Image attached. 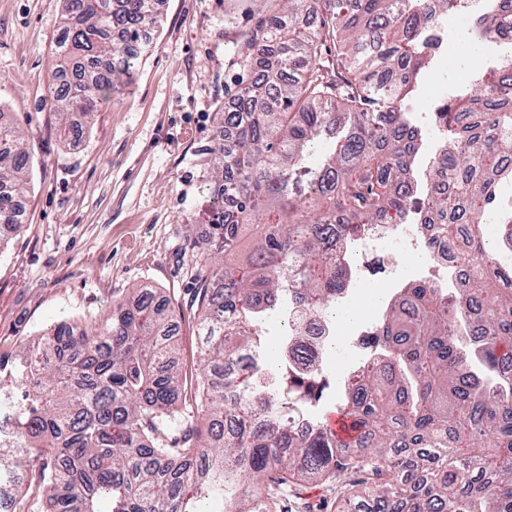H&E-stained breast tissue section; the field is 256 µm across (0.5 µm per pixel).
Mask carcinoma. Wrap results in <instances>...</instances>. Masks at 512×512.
I'll return each mask as SVG.
<instances>
[{"label":"carcinoma","instance_id":"1","mask_svg":"<svg viewBox=\"0 0 512 512\" xmlns=\"http://www.w3.org/2000/svg\"><path fill=\"white\" fill-rule=\"evenodd\" d=\"M53 110L93 113L135 71L155 27L152 0H64ZM461 0H269L245 34L244 62L259 77L224 113L234 144L213 149L224 200L197 244L201 373L182 398L168 304L152 296L95 325L61 323L12 364L0 358V413L20 444L0 440V468H29L40 500L26 512H270L288 479L347 489L336 512H512V55L472 90L430 109L445 134L435 168L411 177L421 130L405 112L431 63L439 19ZM470 32L512 44V0H488ZM327 136L339 148L311 165ZM29 156L17 128L0 124V224ZM438 224L433 243L465 270L461 288L424 280L402 289L370 326L371 362L346 373L342 404L355 448L324 425L300 434L291 410L318 403L323 370L283 362L269 386L230 358L264 344L268 302L289 296L326 316L344 288L343 244L370 225L404 224L417 189ZM496 217L499 235L483 224ZM254 242L236 256L245 229ZM202 419L207 427L195 426Z\"/></svg>","mask_w":512,"mask_h":512}]
</instances>
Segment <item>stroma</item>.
Instances as JSON below:
<instances>
[{
	"label": "stroma",
	"mask_w": 512,
	"mask_h": 512,
	"mask_svg": "<svg viewBox=\"0 0 512 512\" xmlns=\"http://www.w3.org/2000/svg\"><path fill=\"white\" fill-rule=\"evenodd\" d=\"M265 0H159L161 23L135 73L90 118L58 116L47 81L63 25L62 0H0V115L18 127L29 155L21 230L0 227V355L11 357L61 321L94 323L150 287L175 318L176 354L185 387L199 369L194 242L210 233V151L224 139L244 67L243 35ZM482 48L473 60L440 54L422 78L412 109L425 134L413 167L421 173L439 144L431 104L457 90L460 76L498 61ZM85 124L64 139V122ZM391 264L380 282L355 273L349 300L379 312L414 281L404 243L367 245ZM332 484L299 480L276 498L275 512H334Z\"/></svg>",
	"instance_id": "obj_1"
}]
</instances>
